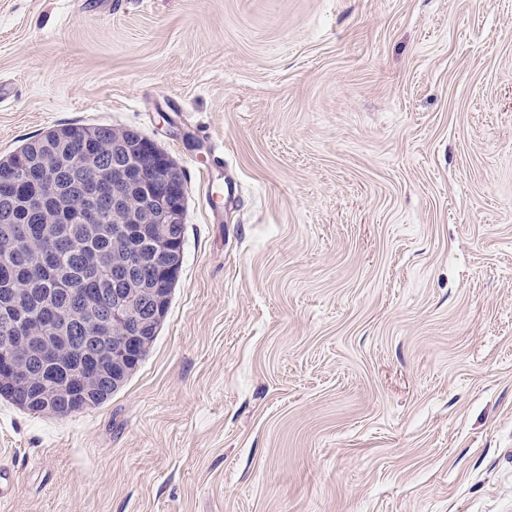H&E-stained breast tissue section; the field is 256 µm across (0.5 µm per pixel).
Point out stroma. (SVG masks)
<instances>
[{"mask_svg": "<svg viewBox=\"0 0 512 512\" xmlns=\"http://www.w3.org/2000/svg\"><path fill=\"white\" fill-rule=\"evenodd\" d=\"M2 83L0 158L186 178L125 386L0 399L9 512H512V0H0Z\"/></svg>", "mask_w": 512, "mask_h": 512, "instance_id": "stroma-1", "label": "stroma"}]
</instances>
